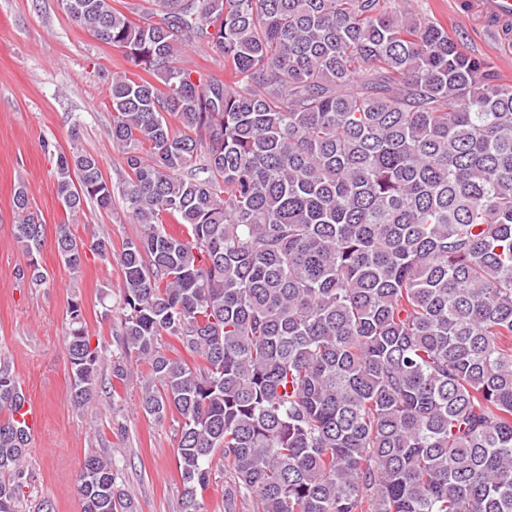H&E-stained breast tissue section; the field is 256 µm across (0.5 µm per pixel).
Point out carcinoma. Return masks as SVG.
Wrapping results in <instances>:
<instances>
[{
    "mask_svg": "<svg viewBox=\"0 0 512 512\" xmlns=\"http://www.w3.org/2000/svg\"><path fill=\"white\" fill-rule=\"evenodd\" d=\"M57 2L123 54L109 134L141 225L118 254L57 236L73 273L88 250L122 270L119 352L69 303L72 406L100 366L123 382L147 362L143 411L179 415L182 512L215 461L224 512H512V85L387 0H147L138 22ZM196 41L236 81L180 66ZM55 178L69 212L112 207L94 155L58 153ZM13 205L31 255L25 184ZM19 276L47 280L34 260ZM25 402L0 358V512H26ZM78 493L136 512L105 452Z\"/></svg>",
    "mask_w": 512,
    "mask_h": 512,
    "instance_id": "cac0c4a2",
    "label": "carcinoma"
}]
</instances>
